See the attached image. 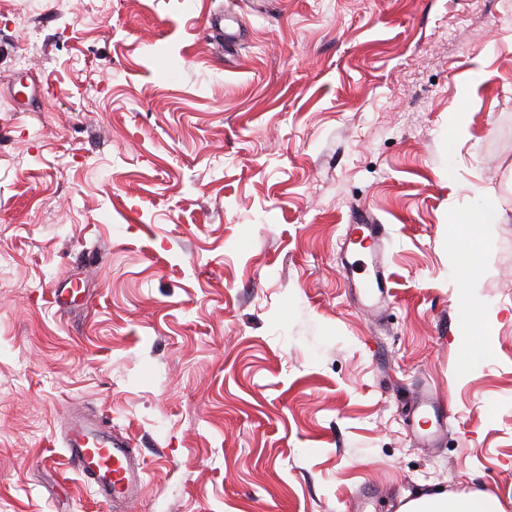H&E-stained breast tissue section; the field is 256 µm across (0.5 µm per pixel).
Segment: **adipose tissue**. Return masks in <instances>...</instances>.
I'll return each instance as SVG.
<instances>
[{
    "label": "adipose tissue",
    "instance_id": "ef3b65f1",
    "mask_svg": "<svg viewBox=\"0 0 512 512\" xmlns=\"http://www.w3.org/2000/svg\"><path fill=\"white\" fill-rule=\"evenodd\" d=\"M498 220L497 213L485 207L454 211L448 216L451 252L460 273L458 286L462 295H469L473 281L481 270L482 230ZM459 330L466 338L461 354L464 364L469 365L491 356L493 331L482 311L476 308L465 310L459 320ZM400 512H502V508L498 497L489 492L459 497L421 494L405 502Z\"/></svg>",
    "mask_w": 512,
    "mask_h": 512
}]
</instances>
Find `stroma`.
Listing matches in <instances>:
<instances>
[{"label":"stroma","instance_id":"1","mask_svg":"<svg viewBox=\"0 0 512 512\" xmlns=\"http://www.w3.org/2000/svg\"><path fill=\"white\" fill-rule=\"evenodd\" d=\"M483 202L465 371L448 214ZM1 248L0 512H113L71 411L130 438L126 512H512V0H0ZM356 232H360L361 234L360 240L361 243L365 240H370L369 247L371 248V253L378 254L381 250L383 239L385 238L387 232L385 226L382 224H356L349 225L347 228V234H354ZM366 233V234H365ZM459 330L466 341L461 354L465 365L486 359L492 354L490 336H493L492 326L477 308H469L460 316ZM498 497L490 492L448 497V494H420L405 502L399 512H502Z\"/></svg>","mask_w":512,"mask_h":512}]
</instances>
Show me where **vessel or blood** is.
<instances>
[{
  "label": "vessel or blood",
  "instance_id": "vessel-or-blood-1",
  "mask_svg": "<svg viewBox=\"0 0 512 512\" xmlns=\"http://www.w3.org/2000/svg\"><path fill=\"white\" fill-rule=\"evenodd\" d=\"M64 446L96 494L116 504L138 498L142 476L128 438L74 415L65 432Z\"/></svg>",
  "mask_w": 512,
  "mask_h": 512
}]
</instances>
